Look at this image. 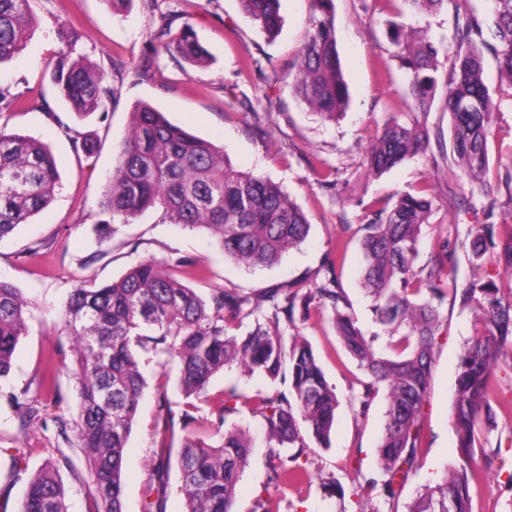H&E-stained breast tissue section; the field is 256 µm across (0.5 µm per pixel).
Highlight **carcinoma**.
Instances as JSON below:
<instances>
[{"label":"carcinoma","instance_id":"cac0c4a2","mask_svg":"<svg viewBox=\"0 0 512 512\" xmlns=\"http://www.w3.org/2000/svg\"><path fill=\"white\" fill-rule=\"evenodd\" d=\"M32 2L0 0V63L19 54L37 26ZM240 2L263 32H279L282 0ZM319 2L323 15L311 21L290 86L298 100L334 121L346 108L348 88L330 17L332 0ZM404 2L420 13L436 14L448 0ZM489 2L486 15L455 16L450 46L423 29L406 31L397 24L389 29L395 58L420 110L434 100L439 70L449 63L443 107L452 154L464 176L482 190L488 189L484 176L494 110L484 81L485 52L494 55L500 76L512 87V0ZM169 33L166 24L157 35L162 48L174 49L191 65L206 63L208 52L189 23L167 41ZM58 37L65 44L53 72L60 96L79 117L102 111L112 96L106 74L78 50L80 36L73 28L61 27ZM428 145L429 133L418 120L392 115L371 144L369 170L381 175ZM59 179L46 144L0 124V240L51 204ZM100 208L109 216L100 226L103 235L112 224H129L149 209H160L172 224L207 231L225 255L247 267L277 264L310 229L306 215L279 185L238 169L224 148L189 134L148 103L130 114L129 134L102 188ZM431 214L425 185L371 210L361 225L363 286L382 330L375 336H366L347 312L335 258L330 277L312 288L300 284L253 295L226 288L208 301L174 273L181 262L145 261L109 284L84 282L75 288L64 303L61 324L72 341L71 373L80 402L76 417L60 415L56 422L63 434L72 429L85 450L95 488L94 512H124L125 448L146 387L142 357L151 352L177 361L179 389L187 399L177 420L165 393H159L164 431L174 433L178 423L186 431L178 459L184 512H235L236 487L253 445L245 429L227 421L243 408L263 421L271 457H280L278 448L296 449L290 456L294 466L273 467L271 480L293 485L308 481V468L298 459L310 438L329 445L340 400L309 342L298 332L288 334V328L327 306L336 336L365 376L353 402L364 416L381 392L386 408L376 468L359 474L361 480L349 493L333 478L323 489L330 497L355 498L356 512H399L402 488L418 466L439 307L448 296L441 271L454 264L444 242L430 262L416 266ZM494 247V225L470 227L468 257L473 264L481 265ZM461 296L480 314L483 331L468 342L455 381L451 424L460 460L424 485L407 512H471V485L482 480L501 453L499 447H487L488 435L498 418H512V398H498L495 381L499 364L512 360V288L506 294L492 280L471 282ZM28 312L20 289L0 279V381L11 374L17 346L27 333ZM247 321L251 329L236 334ZM231 364L280 387L252 397L229 389L211 397L210 415H193L191 399L208 397L210 380ZM212 436L221 438L220 445L207 442ZM171 451L164 446L157 453L156 497L144 501L142 512H166ZM19 512H67L56 461L47 460L31 476Z\"/></svg>","mask_w":512,"mask_h":512}]
</instances>
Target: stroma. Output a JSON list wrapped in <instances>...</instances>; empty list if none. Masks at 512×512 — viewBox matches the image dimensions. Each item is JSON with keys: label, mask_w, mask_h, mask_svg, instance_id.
Segmentation results:
<instances>
[{"label": "stroma", "mask_w": 512, "mask_h": 512, "mask_svg": "<svg viewBox=\"0 0 512 512\" xmlns=\"http://www.w3.org/2000/svg\"><path fill=\"white\" fill-rule=\"evenodd\" d=\"M332 5L349 103L338 121L328 122L301 103L287 82L309 22L321 14L317 0H282V28L274 37L246 16L239 0H33L37 27L22 53L0 64V88L20 95L22 104L1 114L0 120L50 148L61 186L46 209L0 241V278L15 284L30 303L28 332L10 377L0 382V512H19L30 476L50 457L61 460L68 512H91L93 507L85 455L77 441L59 436L55 423L56 416L70 417L78 409L70 373L72 345L58 323L66 298L82 281L109 283L146 260L172 264L189 259L206 267L207 276L199 280L185 272L181 279L208 299L226 288L251 292L321 280L328 254L338 251L339 286L368 334L375 326L362 287L360 227L374 206L394 202L427 183L433 214L423 231L419 264H426L444 242L455 253L451 276L457 282L492 279L503 289L512 285L496 260L473 267L464 247L474 224L493 225L499 241L512 236V86L501 81L494 58H487L486 83L495 112L485 176L489 188L483 191L454 164L441 101H434L428 111L417 110L388 38L391 23L397 22L429 28L436 38L451 43L455 15L485 13L487 0H448L435 15L413 12L404 0H333ZM62 22L80 34L83 53L107 75L114 97L105 114L77 119L56 91L52 73ZM186 22L211 54L205 65L193 66L178 54L155 49L163 25L176 32ZM142 101L190 134L224 147L237 168L278 183L310 221L306 240L274 266L246 268L225 257L206 231L169 223L158 210L100 236L99 223L105 218L99 206L102 187L116 165L129 114ZM392 115L418 119L432 142L424 153L377 177L368 170L367 153ZM86 135L99 143L89 159L73 148L74 139ZM440 312L419 467L403 488L405 504L458 459L449 422L454 385L463 348L482 328L475 311L460 299H446ZM331 316V309H324L299 327L341 400L331 444L308 448L311 484L299 489L273 486L260 419L247 411L234 415V423L248 428L254 444L237 486L236 512H252L257 498L266 493L278 501L279 512H340V501L326 496L323 481L332 477L348 489L357 471H370L376 464L385 400L376 397L367 415H357L350 398L363 374L345 352ZM49 370L56 378L53 396L36 389ZM143 373L147 386L124 462L125 512H142L154 485V450L161 439L157 383L166 381L174 414H181L184 402L176 364L149 354L143 358ZM23 390L42 405L38 417L26 423L12 399ZM489 442L501 446L503 453L472 486V512H504L512 499V421L498 419Z\"/></svg>", "instance_id": "1"}]
</instances>
